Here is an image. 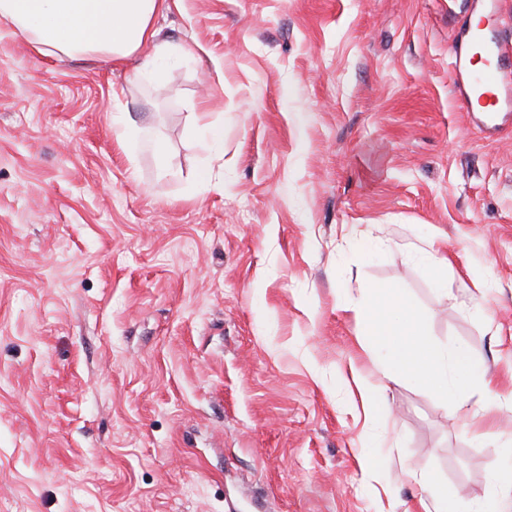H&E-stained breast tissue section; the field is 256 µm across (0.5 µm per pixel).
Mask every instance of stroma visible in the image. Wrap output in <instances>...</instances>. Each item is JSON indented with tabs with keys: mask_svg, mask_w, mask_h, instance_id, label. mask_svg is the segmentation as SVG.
Masks as SVG:
<instances>
[{
	"mask_svg": "<svg viewBox=\"0 0 512 512\" xmlns=\"http://www.w3.org/2000/svg\"><path fill=\"white\" fill-rule=\"evenodd\" d=\"M472 3L180 0L157 26L189 54L157 83L0 29V512H379L428 475L491 494L512 118L480 134L452 92ZM201 101L221 155L187 132ZM117 117L144 135L120 145ZM380 286L475 360L445 394L387 382L376 423L346 379L381 380Z\"/></svg>",
	"mask_w": 512,
	"mask_h": 512,
	"instance_id": "stroma-1",
	"label": "stroma"
}]
</instances>
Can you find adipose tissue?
Returning a JSON list of instances; mask_svg holds the SVG:
<instances>
[{"label": "adipose tissue", "mask_w": 512, "mask_h": 512, "mask_svg": "<svg viewBox=\"0 0 512 512\" xmlns=\"http://www.w3.org/2000/svg\"><path fill=\"white\" fill-rule=\"evenodd\" d=\"M176 5L177 0H0V26L17 31L47 56H100L117 66L138 59L136 78L158 81L163 76L161 62L179 55L181 49L162 39L155 23ZM146 45L152 54L143 60L139 52ZM372 298L364 334L388 350L386 380L415 373L441 389L448 385L449 369L463 370L473 362L469 349L446 353L429 342L399 290L382 288L373 291Z\"/></svg>", "instance_id": "obj_1"}]
</instances>
